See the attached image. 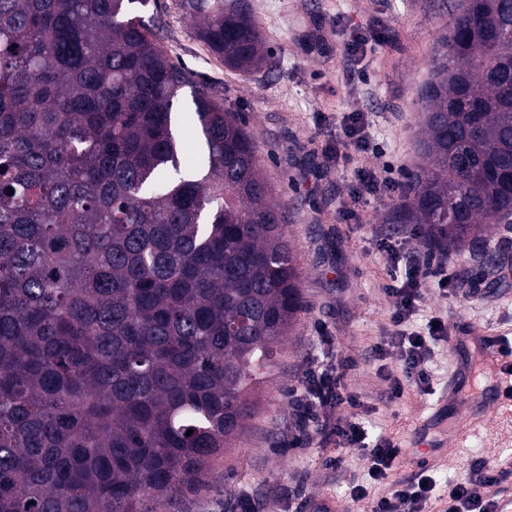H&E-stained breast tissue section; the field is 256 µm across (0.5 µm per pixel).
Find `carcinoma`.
I'll list each match as a JSON object with an SVG mask.
<instances>
[{
	"mask_svg": "<svg viewBox=\"0 0 512 512\" xmlns=\"http://www.w3.org/2000/svg\"><path fill=\"white\" fill-rule=\"evenodd\" d=\"M148 0H0V512H143L204 482L304 307L288 205L190 86ZM224 65L270 54L251 0H183ZM420 91L390 215L440 251L512 224V0H464ZM193 430L186 435L187 430ZM192 107L191 89L185 87L175 106L176 115L179 117V120L176 122V128L182 145L184 146V164L193 168L201 165L202 156L197 147V125L194 121L195 116L193 113L187 112L192 109Z\"/></svg>",
	"mask_w": 512,
	"mask_h": 512,
	"instance_id": "obj_1",
	"label": "carcinoma"
}]
</instances>
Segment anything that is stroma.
I'll use <instances>...</instances> for the list:
<instances>
[{
    "instance_id": "obj_1",
    "label": "stroma",
    "mask_w": 512,
    "mask_h": 512,
    "mask_svg": "<svg viewBox=\"0 0 512 512\" xmlns=\"http://www.w3.org/2000/svg\"><path fill=\"white\" fill-rule=\"evenodd\" d=\"M254 17L271 50L266 69L248 75L225 68L198 37L181 0H155L163 26L160 43L191 84L210 85L217 101L237 113L251 133L263 175L288 205L287 234L301 272L305 308L280 348L278 362L253 395L255 411L231 448L215 457L205 482L176 503L146 500L148 512H237L247 497L261 512H359L349 497L355 484H371L367 452L341 448L319 424L307 433L295 428L296 399L312 366L347 364L343 384L364 403L370 437L385 436L411 448L420 423L433 433L452 434L488 376L469 383L457 400L444 398L449 379L462 362L478 363L475 347L442 344L429 365V390L406 386L391 398L401 378L394 353L375 356L385 339L393 301L384 290L393 268L377 249L375 234L386 223L390 202H365L351 193L352 168L326 167L322 153L335 144L336 127L348 112L368 113L370 131L384 146L369 165H391L406 181L418 164L419 90L433 66L437 42L451 24L460 0H253ZM370 25L392 33L389 45L363 62L342 50L352 27ZM191 91L183 89L175 107L176 128L186 166L197 167V125ZM354 212L351 220L343 212ZM461 281L475 280V295L442 297L423 289L418 324L447 320L452 336L480 327L512 338V228L497 226L484 247L450 249ZM341 457L340 466L331 458ZM512 457L495 413L459 445L434 449L430 474L439 485L466 477L479 458Z\"/></svg>"
}]
</instances>
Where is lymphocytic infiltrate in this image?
Returning <instances> with one entry per match:
<instances>
[{
    "label": "lymphocytic infiltrate",
    "mask_w": 512,
    "mask_h": 512,
    "mask_svg": "<svg viewBox=\"0 0 512 512\" xmlns=\"http://www.w3.org/2000/svg\"><path fill=\"white\" fill-rule=\"evenodd\" d=\"M369 126L367 113L345 114L339 124L336 145L327 147L324 152L327 163L343 167V151L347 148L361 157L382 153L383 148L370 135ZM403 192V184L388 171L367 165L358 166L354 171L352 193L355 197L381 201ZM376 241L378 249L389 257L393 266L402 267L404 274L402 278L392 279L385 287L386 294L394 302L390 333L385 342L376 344L375 350L382 355L387 348H395L406 380L417 387L428 388L431 380L428 364L435 345L447 340L448 324L444 319L434 317L424 328L415 330L411 322L420 310L426 283H434L443 292L452 287L451 260L444 256L436 262L429 254L409 249L406 230L402 227L377 232ZM340 380L338 371L321 367L311 369L300 402L311 418L324 408L337 410L336 419L328 423L330 433L335 435L340 446L367 448L368 476L375 481L383 480L402 450L383 436L369 440L362 421L364 405L345 392ZM505 472L503 464L475 460L467 479L449 480L444 492V512H499L498 501L485 496L484 490L498 484ZM434 488L433 478L421 471L411 482L392 484L385 495L370 497L368 489L358 484L352 487L350 497L356 503L368 502L369 512H424Z\"/></svg>",
    "instance_id": "obj_1"
}]
</instances>
